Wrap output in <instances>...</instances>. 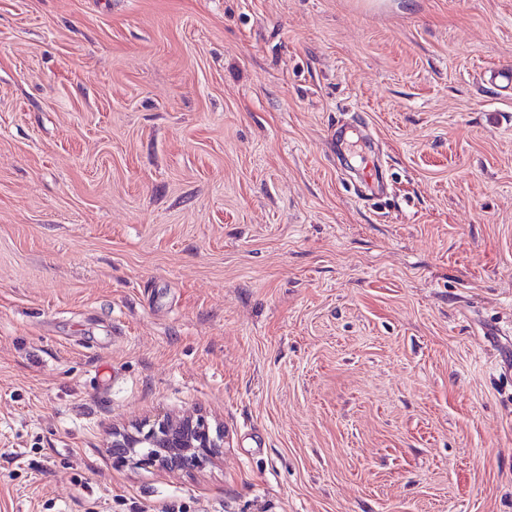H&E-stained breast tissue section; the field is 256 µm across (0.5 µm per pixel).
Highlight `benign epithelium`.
<instances>
[{
  "instance_id": "obj_1",
  "label": "benign epithelium",
  "mask_w": 512,
  "mask_h": 512,
  "mask_svg": "<svg viewBox=\"0 0 512 512\" xmlns=\"http://www.w3.org/2000/svg\"><path fill=\"white\" fill-rule=\"evenodd\" d=\"M112 465L192 473L224 457V432L200 413L112 428Z\"/></svg>"
}]
</instances>
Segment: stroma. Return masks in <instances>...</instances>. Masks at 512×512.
<instances>
[{"label": "stroma", "mask_w": 512, "mask_h": 512, "mask_svg": "<svg viewBox=\"0 0 512 512\" xmlns=\"http://www.w3.org/2000/svg\"><path fill=\"white\" fill-rule=\"evenodd\" d=\"M509 64L512 0H0V512H512ZM160 412L223 461L113 467Z\"/></svg>", "instance_id": "stroma-1"}]
</instances>
